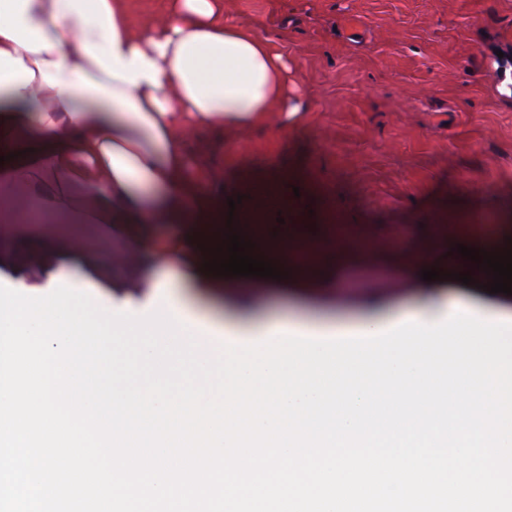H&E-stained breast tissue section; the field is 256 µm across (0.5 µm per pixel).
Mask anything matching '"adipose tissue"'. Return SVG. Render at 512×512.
I'll return each mask as SVG.
<instances>
[{
    "mask_svg": "<svg viewBox=\"0 0 512 512\" xmlns=\"http://www.w3.org/2000/svg\"><path fill=\"white\" fill-rule=\"evenodd\" d=\"M295 113L286 61L250 25L225 23L224 0H167L160 20L141 24L131 0H0V146L17 155L0 166V186L46 187L36 202L6 198L0 210L34 208L127 234L131 246L117 257L126 278L108 285L90 268L96 294L174 310L198 343L339 331L307 317L255 326L247 307L223 321L172 283L143 276L154 257L194 266L197 243L181 228L213 222L224 174L187 151L196 129L245 130L275 119L284 130ZM159 222L172 227L160 249L147 235ZM464 310L490 323L512 320V297L479 288L451 297L438 286L413 307L374 303L359 329L388 330L408 318L432 324Z\"/></svg>",
    "mask_w": 512,
    "mask_h": 512,
    "instance_id": "adipose-tissue-1",
    "label": "adipose tissue"
}]
</instances>
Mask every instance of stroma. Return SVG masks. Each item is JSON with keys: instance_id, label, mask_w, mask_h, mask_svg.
<instances>
[{"instance_id": "1", "label": "stroma", "mask_w": 512, "mask_h": 512, "mask_svg": "<svg viewBox=\"0 0 512 512\" xmlns=\"http://www.w3.org/2000/svg\"><path fill=\"white\" fill-rule=\"evenodd\" d=\"M224 20L251 23L288 58V91L301 105L288 133L206 130L194 154L224 167L219 210L241 197L233 226L246 239L310 250L340 225L371 248L333 271L335 301L321 307L289 292H259L240 276L197 290L215 314L242 302L270 316L359 320L367 287L409 306L426 282L413 256L444 263L461 228L512 227V0H224ZM82 251L110 280L126 275L99 246L101 231L57 224L49 245L63 283L89 292Z\"/></svg>"}]
</instances>
